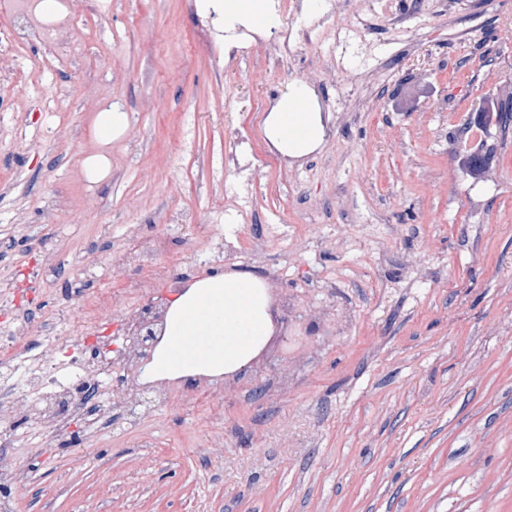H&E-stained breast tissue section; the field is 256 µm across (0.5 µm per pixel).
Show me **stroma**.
Wrapping results in <instances>:
<instances>
[{
    "label": "stroma",
    "mask_w": 512,
    "mask_h": 512,
    "mask_svg": "<svg viewBox=\"0 0 512 512\" xmlns=\"http://www.w3.org/2000/svg\"><path fill=\"white\" fill-rule=\"evenodd\" d=\"M90 2L65 63L0 29V312L23 272L35 335L100 336L101 294L120 313L232 270L302 309L222 390L184 377L156 403L131 366L135 425L72 412L61 437L10 413L16 512H512V0H406L415 22L370 16L341 52L319 12L288 13L305 35L280 60L271 36L205 46L224 33L197 0ZM295 83L323 145L270 159L238 221L248 255L196 264L239 185L226 141L267 149ZM111 102L129 126L104 145ZM274 224L292 235L266 242Z\"/></svg>",
    "instance_id": "stroma-1"
}]
</instances>
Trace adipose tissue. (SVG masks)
Here are the masks:
<instances>
[{"instance_id":"obj_1","label":"adipose tissue","mask_w":512,"mask_h":512,"mask_svg":"<svg viewBox=\"0 0 512 512\" xmlns=\"http://www.w3.org/2000/svg\"><path fill=\"white\" fill-rule=\"evenodd\" d=\"M224 31L225 47L279 30L276 0H199ZM265 139L284 157L319 149L325 126L313 91L297 83L281 92L263 121ZM276 330L267 286L247 271L197 279L167 307L163 340L147 367L153 378L231 374L247 366Z\"/></svg>"}]
</instances>
